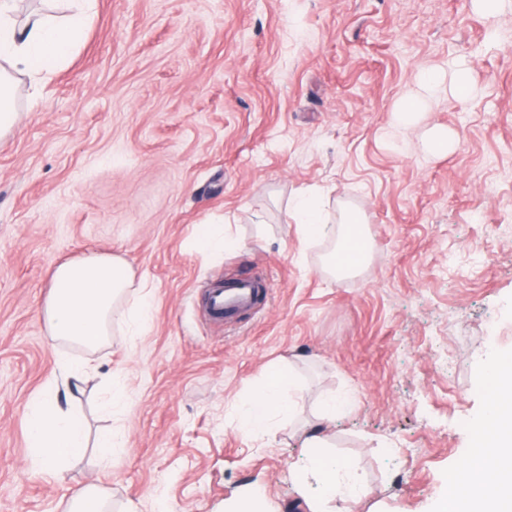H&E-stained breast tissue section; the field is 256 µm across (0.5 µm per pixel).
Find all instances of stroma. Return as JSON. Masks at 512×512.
Segmentation results:
<instances>
[{"mask_svg":"<svg viewBox=\"0 0 512 512\" xmlns=\"http://www.w3.org/2000/svg\"><path fill=\"white\" fill-rule=\"evenodd\" d=\"M462 60L477 91L441 93L392 126L420 73ZM18 124L0 136V512H68L95 485L108 512H336L307 466L325 436L371 489L354 512H438L470 454L487 389L480 364L512 350V0H98L72 60L20 77ZM451 134L427 151L429 131ZM324 189L331 216L359 210L373 242L356 276L324 271L289 213ZM230 222L232 246L194 244ZM90 253L151 285L142 326L101 349L52 339L51 270ZM259 275L256 312L215 323V281ZM91 371L62 407L89 438L55 475L37 469L30 402L59 355ZM299 382L295 426L237 428L269 366ZM124 402L106 412L107 389ZM354 410L316 422L319 401Z\"/></svg>","mask_w":512,"mask_h":512,"instance_id":"1","label":"stroma"}]
</instances>
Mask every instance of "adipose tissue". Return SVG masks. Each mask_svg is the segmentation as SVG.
<instances>
[{"label": "adipose tissue", "mask_w": 512, "mask_h": 512, "mask_svg": "<svg viewBox=\"0 0 512 512\" xmlns=\"http://www.w3.org/2000/svg\"><path fill=\"white\" fill-rule=\"evenodd\" d=\"M96 8L97 0H69L62 12L35 10L18 22L12 17L13 0H0V135L19 121L14 106L16 76L50 73L66 63L90 27ZM442 83L439 73H423L422 94L401 99L393 113L394 126L411 127L427 97L435 95ZM291 208L300 244L332 237L335 246L324 268L334 278L355 275L366 264L372 244L364 232L365 217L360 211L343 208L333 226L318 195H298ZM50 281L45 315L55 340L90 352L106 345L115 306L133 286L138 287L143 300L138 311L130 313V320L136 323L149 316L148 283L135 281L130 266L119 257L91 254L63 262L52 270ZM482 376L487 400L474 422L472 450L458 475L468 487V496L460 505L454 493H447L442 512H502V503H512V355L488 357ZM293 384L290 364L272 365L243 411L239 430L251 436L263 435L275 417L292 418L295 402L286 390ZM27 433L36 462L52 469L79 456L88 446L83 419L42 393L31 401ZM308 467L320 476L324 498L341 502L348 510L369 494L354 464L330 456L322 447H314Z\"/></svg>", "instance_id": "adipose-tissue-1"}]
</instances>
